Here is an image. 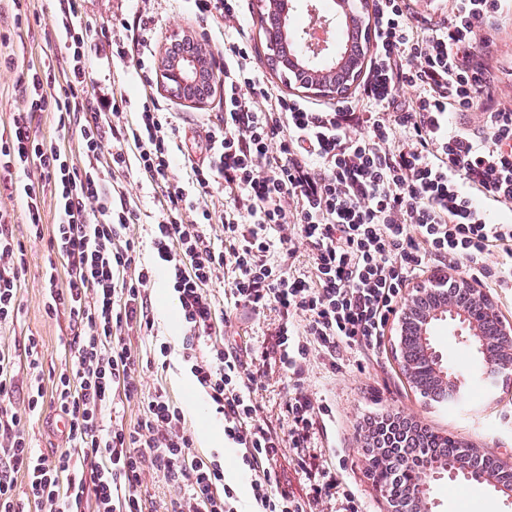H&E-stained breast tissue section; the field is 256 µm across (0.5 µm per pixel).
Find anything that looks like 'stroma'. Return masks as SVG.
<instances>
[{
  "label": "stroma",
  "mask_w": 512,
  "mask_h": 512,
  "mask_svg": "<svg viewBox=\"0 0 512 512\" xmlns=\"http://www.w3.org/2000/svg\"><path fill=\"white\" fill-rule=\"evenodd\" d=\"M130 0H82L84 22L93 28L94 74L105 81L112 91L131 100L140 98V80L133 69L112 62V25L131 10ZM240 20L250 38L253 59L266 80L284 96L292 91L278 73L268 70L264 36L260 30L261 9L258 0H240ZM53 8L51 0H26L28 20L15 25L10 7L0 8V34L9 36L8 46L0 53L12 55L11 68L0 67V135L7 134L14 113L23 111L25 99L19 80L32 65L51 63L54 69L65 65L64 49L54 37L48 15ZM148 9L155 17L152 31L154 54L166 50L172 32L193 36L209 50H217V29L212 22L195 18L181 0H150ZM491 72L496 78L498 100L512 107V9L504 11L496 25L488 46L481 48ZM151 94L167 103L180 117V140L192 158L202 156L208 128L217 122L224 111V91L215 88L209 102L194 106L176 99L159 80H152ZM18 173L0 171V208L13 213L18 234L26 238L27 269L20 290V312L13 324L0 327V347L12 348L26 342L28 337L39 341L40 368L43 389L52 386L51 377L61 370L70 357L71 331L66 314L48 315L45 311L43 271L48 263L47 243L27 238L25 216L18 198L9 194L11 182ZM155 335L147 337L130 332L135 349L148 352L155 340L171 345V367L159 372L144 371L142 390L149 393L165 388L169 396L180 404H187L196 384L181 361L187 331L170 323L162 310H155ZM278 322L276 313L256 317L244 312L232 314L226 327L228 335L236 337L248 354H260L267 345L268 331ZM397 323H389L380 346L366 358L351 357L340 373H327L320 357H311L301 381H294L282 372L272 371L258 377L254 400L266 424L279 434H287L288 419L282 404L294 387H301L317 403L327 405L329 416L315 441L316 450L327 460L341 482V494L325 498L314 505L313 512H340L345 495H353L362 512H390L391 507L368 471L362 456L363 420L380 412L393 410L419 419L429 427L443 430L462 441L475 445L482 452L499 458L512 466V384L494 391H471L466 401L445 407L422 397L403 374L398 360ZM27 432L36 452L51 455L66 449L65 429L53 408L43 406L26 423ZM434 495L441 502L442 512H512V503L493 489L465 486L449 493L447 485L440 484Z\"/></svg>",
  "instance_id": "35a3bbf8"
}]
</instances>
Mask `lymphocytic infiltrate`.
I'll use <instances>...</instances> for the list:
<instances>
[{
	"mask_svg": "<svg viewBox=\"0 0 512 512\" xmlns=\"http://www.w3.org/2000/svg\"><path fill=\"white\" fill-rule=\"evenodd\" d=\"M503 0H448L441 21L412 14L407 0H373V52L357 95L330 109L284 96L251 61L240 29L228 30L214 62L224 113L207 134L203 160L171 179L179 156L175 114L144 95L126 119L114 95H89L91 29L79 0H56L51 26L65 49V83L53 89L45 70L27 69L24 111L0 141V169L23 176L31 236L47 238L59 264L44 281L48 314L67 313L75 330L71 361L53 383L31 389L25 410L12 408L19 387L17 357L0 349V512H146L145 484L159 473L181 491L171 512H312L336 495L338 479L308 454L326 412L302 388L286 398L288 434L260 417L252 398L256 376L236 341L226 338L229 314L277 312L279 323L263 360L301 379L310 354L328 373L341 351L375 349L401 313L410 284L438 268L467 269L487 288L512 287V224L492 218L512 208V108L500 106L476 48L502 14ZM146 11L122 19L113 56L135 61L142 83L153 71ZM413 99L400 102V89ZM481 108L472 131L456 114ZM52 112L74 129L78 150L44 143L33 131L38 113ZM161 195L150 235L152 262L141 261L130 234L138 218L120 190L130 174ZM230 199L205 205L213 186ZM51 193L57 220L42 231V198ZM220 235L207 233L209 225ZM307 245L310 273L291 271L296 242ZM500 249L496 265L485 262ZM26 252L10 213L0 210V325L20 310ZM166 275L183 325L203 341L183 360L224 422V441L237 448L250 475L249 502L224 476L218 453L199 454L184 411L163 389H141L144 358L127 331L154 333L149 287ZM224 282V300L209 287ZM141 398L137 421L106 420L117 395ZM51 402L65 421L69 450L35 453L27 413ZM367 457L393 450L394 437L425 426L387 414L366 421ZM302 449L298 467L310 492L301 498L277 469L282 444ZM28 478L17 497L16 477Z\"/></svg>",
	"mask_w": 512,
	"mask_h": 512,
	"instance_id": "lymphocytic-infiltrate-1",
	"label": "lymphocytic infiltrate"
}]
</instances>
